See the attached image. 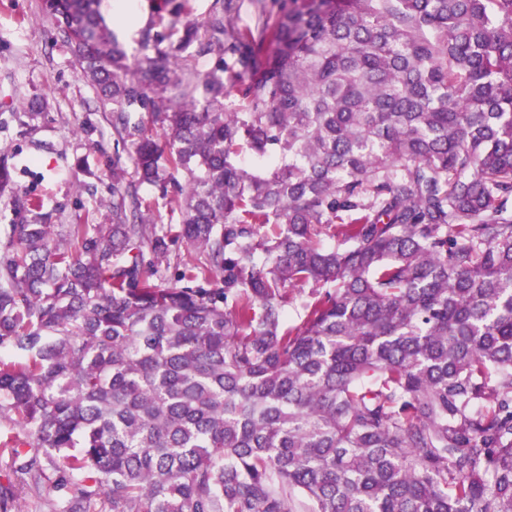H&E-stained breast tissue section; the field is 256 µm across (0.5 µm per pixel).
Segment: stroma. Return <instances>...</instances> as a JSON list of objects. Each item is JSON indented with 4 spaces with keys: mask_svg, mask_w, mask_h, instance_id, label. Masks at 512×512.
Masks as SVG:
<instances>
[{
    "mask_svg": "<svg viewBox=\"0 0 512 512\" xmlns=\"http://www.w3.org/2000/svg\"><path fill=\"white\" fill-rule=\"evenodd\" d=\"M41 4L0 0V161L13 168L15 191L42 202L49 223L104 224L112 158L125 149ZM100 10L133 51L139 30L154 18V0H137L130 16L113 12L109 0ZM35 99L44 101L43 115L24 124L20 114Z\"/></svg>",
    "mask_w": 512,
    "mask_h": 512,
    "instance_id": "1",
    "label": "stroma"
}]
</instances>
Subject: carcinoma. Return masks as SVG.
<instances>
[{"mask_svg": "<svg viewBox=\"0 0 512 512\" xmlns=\"http://www.w3.org/2000/svg\"><path fill=\"white\" fill-rule=\"evenodd\" d=\"M100 2L43 9L129 152L0 225V512H512V0H161L132 59ZM140 194L150 201L157 224H175L177 222L178 215L170 211L166 200L156 190L149 186H143Z\"/></svg>", "mask_w": 512, "mask_h": 512, "instance_id": "carcinoma-1", "label": "carcinoma"}]
</instances>
